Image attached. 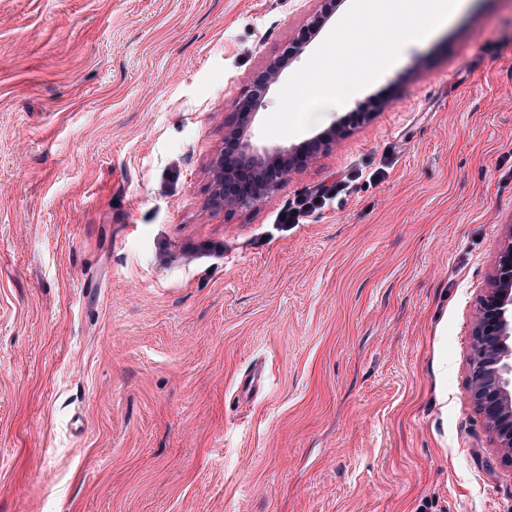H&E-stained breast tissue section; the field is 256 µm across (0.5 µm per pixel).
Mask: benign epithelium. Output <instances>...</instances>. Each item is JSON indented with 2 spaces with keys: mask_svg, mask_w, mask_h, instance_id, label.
I'll use <instances>...</instances> for the list:
<instances>
[{
  "mask_svg": "<svg viewBox=\"0 0 512 512\" xmlns=\"http://www.w3.org/2000/svg\"><path fill=\"white\" fill-rule=\"evenodd\" d=\"M330 5L332 0H322L307 30L300 32L284 54L268 62L244 89L242 102L249 111L242 113L241 123L224 136V143L235 144L236 150L231 154L219 152L210 165L216 206L230 212L257 206L280 189L288 173L314 163L319 144L335 136L332 131L305 145L260 149L245 134L247 122L262 107L283 68L301 50L307 31L325 22ZM509 238L499 253L491 287L480 304L470 360V390L489 423L496 448L512 462V232Z\"/></svg>",
  "mask_w": 512,
  "mask_h": 512,
  "instance_id": "1",
  "label": "benign epithelium"
}]
</instances>
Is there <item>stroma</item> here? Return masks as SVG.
I'll return each instance as SVG.
<instances>
[{
    "label": "stroma",
    "mask_w": 512,
    "mask_h": 512,
    "mask_svg": "<svg viewBox=\"0 0 512 512\" xmlns=\"http://www.w3.org/2000/svg\"><path fill=\"white\" fill-rule=\"evenodd\" d=\"M318 7L0 0V512H512L469 372L512 227V0L282 141L270 90L260 148L365 119L225 214L235 102ZM338 186L336 184L330 186H320L308 196L301 198L297 205L289 207L280 212L276 218V224H301L304 217L310 212L325 208L329 203L336 199ZM280 215H284V219H280Z\"/></svg>",
    "instance_id": "1"
}]
</instances>
